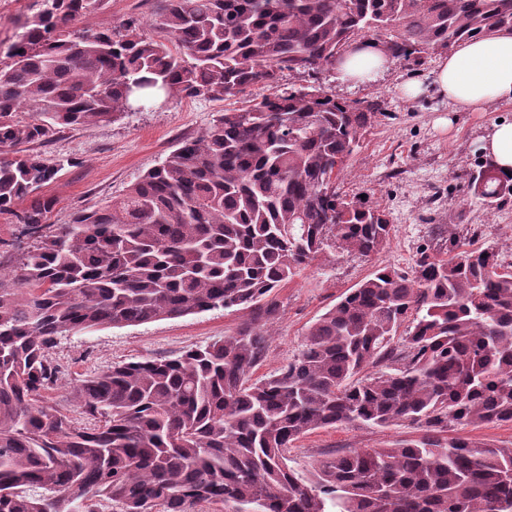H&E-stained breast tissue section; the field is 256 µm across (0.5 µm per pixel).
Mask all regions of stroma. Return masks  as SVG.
<instances>
[{"instance_id":"obj_1","label":"stroma","mask_w":512,"mask_h":512,"mask_svg":"<svg viewBox=\"0 0 512 512\" xmlns=\"http://www.w3.org/2000/svg\"><path fill=\"white\" fill-rule=\"evenodd\" d=\"M158 6L159 0H107L91 23L110 27L134 21L150 35ZM438 59L434 52L418 59L391 60L383 73L361 85L342 81L331 66L310 76L281 72L280 85L287 91L312 85L345 101L379 102L380 110L361 137L337 189L350 196L365 195L380 205L394 231L388 244L373 257L329 248L276 289L281 316L269 329V352L254 370V379L269 377L296 359L310 326L376 266L409 270L424 247L447 256L452 232L465 248L491 246L501 254L512 253V200L488 203L473 195L467 178L486 161L481 145L491 124L512 120V105L489 112H453L447 102L431 95L403 98L402 84L429 82ZM263 94V89L251 87L227 101L162 97L117 122L64 130L43 147L49 160L66 162L44 188L58 201L52 223H69L74 212L120 197L180 141L200 135L219 112L245 106ZM29 244L21 224L11 215L0 214V275L5 280L13 279L15 262ZM247 317L244 310L219 309L138 326H103L61 337L54 353L65 372L45 392L44 399L77 415L68 395L70 384L77 379L113 364L172 357L212 343L233 333ZM418 436V430L406 423L387 428L357 423L328 426L301 437L289 457L293 466L305 469L332 450L390 448Z\"/></svg>"}]
</instances>
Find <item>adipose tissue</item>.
I'll list each match as a JSON object with an SVG mask.
<instances>
[{
	"label": "adipose tissue",
	"mask_w": 512,
	"mask_h": 512,
	"mask_svg": "<svg viewBox=\"0 0 512 512\" xmlns=\"http://www.w3.org/2000/svg\"><path fill=\"white\" fill-rule=\"evenodd\" d=\"M388 60L381 43L361 39L349 46L335 68L346 81L367 82L385 69ZM428 90L469 112L512 104V33L499 32L464 42L439 59L430 84L410 80L402 86L410 98Z\"/></svg>",
	"instance_id": "ef3b65f1"
}]
</instances>
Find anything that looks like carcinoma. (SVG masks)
<instances>
[{
	"label": "carcinoma",
	"instance_id": "carcinoma-1",
	"mask_svg": "<svg viewBox=\"0 0 512 512\" xmlns=\"http://www.w3.org/2000/svg\"><path fill=\"white\" fill-rule=\"evenodd\" d=\"M105 2L34 0L0 65V214L32 240L16 286L0 280V512H512V448L450 435L512 422V263L496 249L463 250L450 230L448 257L377 267L297 359L250 381L274 291L331 244L370 257L390 239L378 206L336 189L377 103L311 86L226 110L67 224L47 223L57 200L42 192L64 161L34 149L158 92L224 101L284 68L314 74L371 32L396 59L511 32L512 0H160L174 51L133 22L89 25ZM469 183L512 196L490 162ZM233 307L249 318L222 339L79 380L81 419L41 401L70 332ZM356 422L421 435L288 464L308 432Z\"/></svg>",
	"mask_w": 512,
	"mask_h": 512
}]
</instances>
